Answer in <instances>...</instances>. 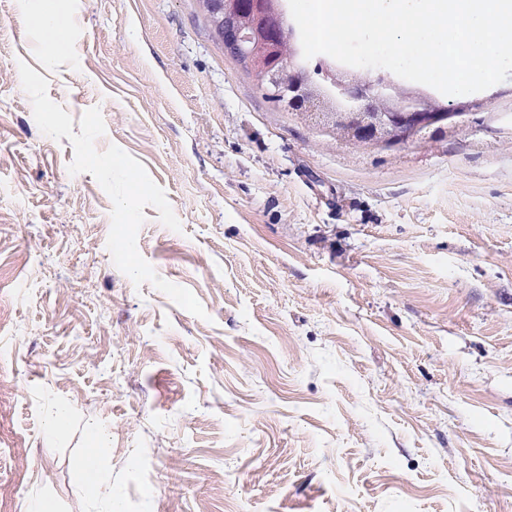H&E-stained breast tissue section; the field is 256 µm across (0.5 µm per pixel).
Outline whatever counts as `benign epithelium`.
Instances as JSON below:
<instances>
[{"instance_id": "1", "label": "benign epithelium", "mask_w": 512, "mask_h": 512, "mask_svg": "<svg viewBox=\"0 0 512 512\" xmlns=\"http://www.w3.org/2000/svg\"><path fill=\"white\" fill-rule=\"evenodd\" d=\"M231 53L245 47L248 69L259 85L276 95L280 109L319 121L333 134L361 144H393L418 130L444 126L453 112L428 107L419 98L406 104L388 92V80L347 79L331 66L321 67L317 82L295 59L300 45L278 23L274 0H196Z\"/></svg>"}]
</instances>
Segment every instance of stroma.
<instances>
[{
    "mask_svg": "<svg viewBox=\"0 0 512 512\" xmlns=\"http://www.w3.org/2000/svg\"><path fill=\"white\" fill-rule=\"evenodd\" d=\"M0 0V512H92L89 424L121 512H512V76L447 135L338 140L277 108L196 0ZM99 108L181 223L107 248L113 202L39 129L18 64ZM66 431L48 441L60 407ZM38 23L43 41L52 46L51 57H66L70 55L71 49L66 35V27L57 16L54 0H44ZM88 447L77 459L78 488L90 503L99 505L98 512H117L118 503L112 498V481L103 467L107 451V434L103 427L89 425L86 431Z\"/></svg>",
    "mask_w": 512,
    "mask_h": 512,
    "instance_id": "35a3bbf8",
    "label": "stroma"
}]
</instances>
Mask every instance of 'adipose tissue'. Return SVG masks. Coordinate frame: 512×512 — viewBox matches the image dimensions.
Listing matches in <instances>:
<instances>
[{
    "instance_id": "obj_1",
    "label": "adipose tissue",
    "mask_w": 512,
    "mask_h": 512,
    "mask_svg": "<svg viewBox=\"0 0 512 512\" xmlns=\"http://www.w3.org/2000/svg\"><path fill=\"white\" fill-rule=\"evenodd\" d=\"M88 442L76 462L78 488L90 503L98 505V512H118V504L112 497V481L103 467L107 451V434L103 427L88 426Z\"/></svg>"
}]
</instances>
